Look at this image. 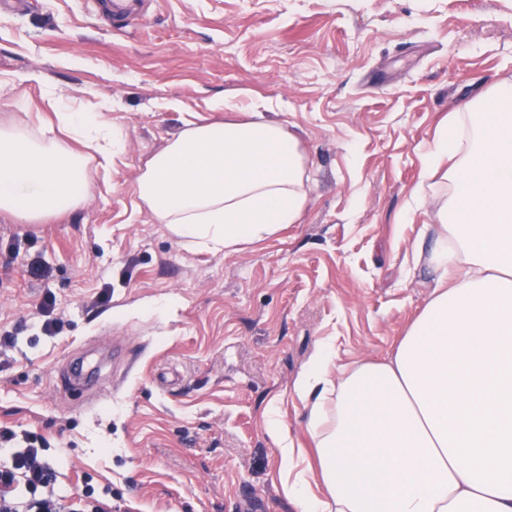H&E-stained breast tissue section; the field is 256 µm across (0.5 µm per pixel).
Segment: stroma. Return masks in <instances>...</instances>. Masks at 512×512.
Listing matches in <instances>:
<instances>
[{
  "instance_id": "stroma-1",
  "label": "stroma",
  "mask_w": 512,
  "mask_h": 512,
  "mask_svg": "<svg viewBox=\"0 0 512 512\" xmlns=\"http://www.w3.org/2000/svg\"><path fill=\"white\" fill-rule=\"evenodd\" d=\"M505 79L512 0H157L122 30L98 0L1 8L0 123L37 128L54 93L120 146L66 214L0 215V427L16 434L0 458L41 435L55 492L92 488L112 512H297L267 407L312 455L292 387L314 349L384 359L421 312L424 153ZM224 97L287 121L310 182L299 222L214 255L155 222L137 177L184 121L227 120ZM77 359L96 389H62Z\"/></svg>"
}]
</instances>
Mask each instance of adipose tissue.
<instances>
[{"mask_svg": "<svg viewBox=\"0 0 512 512\" xmlns=\"http://www.w3.org/2000/svg\"><path fill=\"white\" fill-rule=\"evenodd\" d=\"M28 133L0 126V213L42 220L79 203L92 155L111 161L101 113L61 109ZM423 179L438 207L434 293L386 360L323 344L293 392L310 406L319 493L270 416L282 485L299 512H512V80L454 112ZM63 130L80 150L55 136ZM445 183H437V172ZM308 176L286 123L186 121L137 178L157 223L192 251L235 252L300 219Z\"/></svg>", "mask_w": 512, "mask_h": 512, "instance_id": "adipose-tissue-1", "label": "adipose tissue"}]
</instances>
